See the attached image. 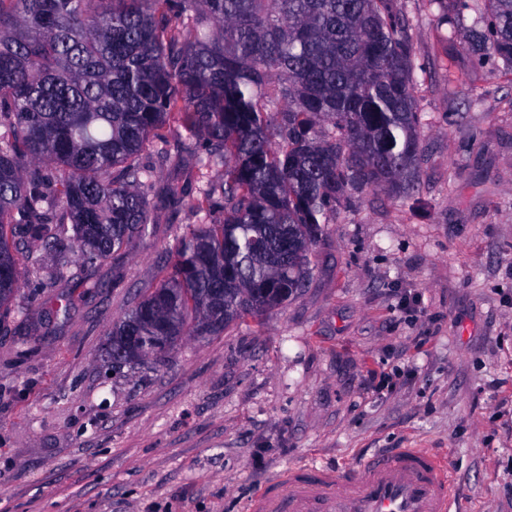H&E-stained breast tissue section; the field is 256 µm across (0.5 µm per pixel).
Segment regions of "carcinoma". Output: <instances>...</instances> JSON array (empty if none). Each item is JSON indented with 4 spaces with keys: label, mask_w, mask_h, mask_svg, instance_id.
I'll return each mask as SVG.
<instances>
[{
    "label": "carcinoma",
    "mask_w": 512,
    "mask_h": 512,
    "mask_svg": "<svg viewBox=\"0 0 512 512\" xmlns=\"http://www.w3.org/2000/svg\"><path fill=\"white\" fill-rule=\"evenodd\" d=\"M464 49L512 65V0H432ZM412 26L401 0H0V333L74 264L118 261L156 223L158 162L194 161L203 203L109 333L224 335L306 287L337 210L418 188ZM54 258L46 269L28 247Z\"/></svg>",
    "instance_id": "cac0c4a2"
}]
</instances>
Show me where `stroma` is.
I'll return each instance as SVG.
<instances>
[{
    "label": "stroma",
    "mask_w": 512,
    "mask_h": 512,
    "mask_svg": "<svg viewBox=\"0 0 512 512\" xmlns=\"http://www.w3.org/2000/svg\"><path fill=\"white\" fill-rule=\"evenodd\" d=\"M421 113L419 190L340 210L306 288L164 361L110 370L107 335L195 217L194 167L158 223L68 288L69 314L0 335V512H241L302 461L447 455L464 512H512V66L479 64L404 0Z\"/></svg>",
    "instance_id": "obj_1"
}]
</instances>
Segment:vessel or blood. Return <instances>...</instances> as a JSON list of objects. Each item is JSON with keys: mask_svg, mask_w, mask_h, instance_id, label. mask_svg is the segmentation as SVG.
<instances>
[{"mask_svg": "<svg viewBox=\"0 0 512 512\" xmlns=\"http://www.w3.org/2000/svg\"><path fill=\"white\" fill-rule=\"evenodd\" d=\"M446 456L377 448L352 468L314 462L270 478L242 512H453Z\"/></svg>", "mask_w": 512, "mask_h": 512, "instance_id": "b4317fda", "label": "vessel or blood"}]
</instances>
